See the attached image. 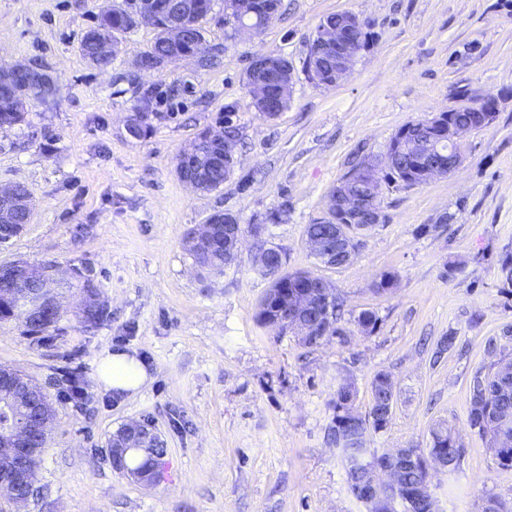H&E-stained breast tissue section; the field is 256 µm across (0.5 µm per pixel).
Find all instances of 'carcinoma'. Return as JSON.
Wrapping results in <instances>:
<instances>
[{
  "mask_svg": "<svg viewBox=\"0 0 512 512\" xmlns=\"http://www.w3.org/2000/svg\"><path fill=\"white\" fill-rule=\"evenodd\" d=\"M176 0H155L159 11L156 37L150 49L145 52L142 59L147 64L159 63L171 53V46L164 35L163 26L173 18V5ZM245 4L246 11L250 12L251 20L259 29H264L278 14L281 0H239ZM211 0H200V21L193 29L188 30L187 41L183 43L182 50L190 49L194 40H204V24L208 19ZM130 32L128 25V8L118 5L107 13L97 16V22L83 34L80 41V51L89 65L99 61L108 67L112 64V53L96 54L97 40L112 33ZM54 76L48 66L42 63H33L25 66L24 73L19 77V85L13 92H0V127L12 128L26 121V113L18 110L19 101L27 96L29 98H46L51 89ZM402 132H397L391 139L388 152L394 156L398 169H389L386 174H380L377 167L367 168L355 186V191L368 189V184L380 179L400 181L408 186L418 185L421 179L416 171L418 159L416 153L406 147L401 141ZM192 229L184 232L183 242L188 254L201 268L218 270L224 268V238L221 232H216L212 242L205 248L199 247L190 241ZM309 272H286L279 275V279L271 284L277 289L282 306L267 303L268 296H263L259 304L258 319L261 323L274 326V309L288 313L292 307V299L303 292L312 293ZM310 315L312 323L310 333L299 338L302 345L312 348L322 343L320 335L321 320L319 309L315 301H310ZM343 300L336 294L332 295L331 322L332 335L343 336V329L339 326ZM109 317L104 303L92 290H87L85 305L80 312L81 323L84 327H95ZM16 320L23 327V333L37 340L48 335L56 327L58 317L50 311H45L37 319H24L13 310L11 302L0 299V321ZM356 325L361 333L371 335L376 332L379 317L375 312L364 310L356 318ZM471 400L469 407L470 426L489 438V447L504 466H512V430L503 433L501 419L504 415L512 416V356L499 354V357L490 365L475 370L470 384ZM395 398L394 384L386 372H379L372 382V403L368 413L360 416L354 411L356 388L354 384L345 379L336 387L330 401L334 416L329 429V439L343 453L347 483L353 496L357 500L363 499V490L372 468L380 465H389L396 470L398 496L392 498L381 494L371 504L374 512H385L388 509L387 499L402 502L405 499L410 503L405 506L404 512H430V502L418 490L425 483L431 471L441 458H448V470L454 471L459 465L463 453L461 437L449 425L439 424L431 431L430 446L426 449L407 448L411 454V461L403 465L399 459L383 453L375 455L366 448L365 436L368 430L379 431L384 429L392 419L393 412L382 411L385 404ZM113 441L129 451L142 450L146 456L133 463H128L127 456H115V448H106L107 455L113 457L114 463L134 473L142 482L153 483L158 477L159 460L165 455L166 448L157 436H138L130 434L126 429H120L113 435Z\"/></svg>",
  "mask_w": 512,
  "mask_h": 512,
  "instance_id": "1",
  "label": "carcinoma"
}]
</instances>
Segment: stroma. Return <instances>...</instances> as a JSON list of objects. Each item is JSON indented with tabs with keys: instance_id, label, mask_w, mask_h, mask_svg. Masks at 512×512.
Segmentation results:
<instances>
[{
	"instance_id": "obj_1",
	"label": "stroma",
	"mask_w": 512,
	"mask_h": 512,
	"mask_svg": "<svg viewBox=\"0 0 512 512\" xmlns=\"http://www.w3.org/2000/svg\"><path fill=\"white\" fill-rule=\"evenodd\" d=\"M118 2L0 0V65L38 59L57 83L48 100L29 103L25 123L0 129V186L24 184L34 199L29 224L0 244V264L56 263L62 304L40 341L19 322H0V366L41 384L54 409L37 471L44 498L17 506L0 494V512H365L327 439L328 402L349 378L366 414L381 371L394 382L393 416L369 431L368 448H425L435 424L450 425L464 456L457 470L432 476L438 512H482L490 497L512 512V467L468 421L471 377L492 361L487 339L512 354V286L501 273L512 256V0H282L245 40L214 0L209 63L137 70L156 35L143 25L102 72L83 59L80 39ZM340 12L366 22L371 39L349 77L325 87L306 72L309 41ZM269 52L294 68L290 102L273 119L256 112L246 86L250 57ZM146 93L153 132L136 140L125 124ZM484 97L498 98L496 118L465 133L461 165L412 187L382 182L384 221L350 262L321 264L306 227L351 166L384 157L407 123ZM228 117L240 129L235 171L217 190L194 191L177 159ZM283 202L287 222L268 223ZM218 210L238 217L241 250L223 269L202 271L183 231ZM255 224L261 237L250 234ZM262 244L286 252L287 271L321 276L344 300L343 337L309 349L258 322L272 282L253 263ZM386 271L397 284L376 292ZM88 284L110 312L91 329L79 319ZM363 310L379 318L369 336L355 323ZM451 333L455 349L436 354ZM118 351L150 370L137 393L98 381L100 356ZM77 386L86 392L79 404L68 397ZM130 422L165 442L154 484L119 474L105 454Z\"/></svg>"
}]
</instances>
